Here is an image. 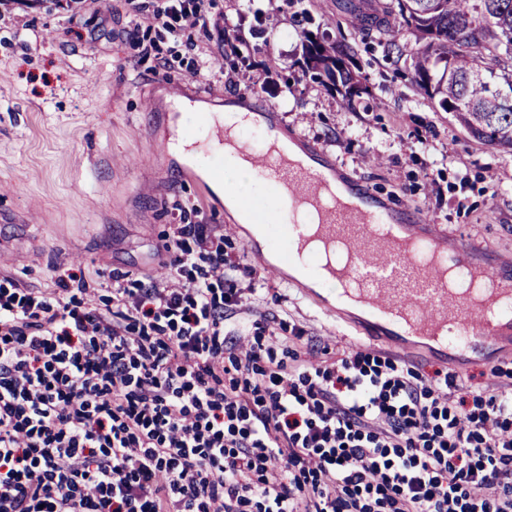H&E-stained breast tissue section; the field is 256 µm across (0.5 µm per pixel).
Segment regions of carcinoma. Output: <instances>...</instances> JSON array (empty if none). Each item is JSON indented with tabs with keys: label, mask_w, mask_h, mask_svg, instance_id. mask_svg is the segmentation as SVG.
<instances>
[{
	"label": "carcinoma",
	"mask_w": 512,
	"mask_h": 512,
	"mask_svg": "<svg viewBox=\"0 0 512 512\" xmlns=\"http://www.w3.org/2000/svg\"><path fill=\"white\" fill-rule=\"evenodd\" d=\"M386 24L375 33L389 55L406 52L410 33L423 45L411 53L413 81L421 94L438 99L476 139L512 151V71L481 66L474 50L486 47L496 61H512V0H389ZM302 74L330 88L351 105L362 93L346 44L298 33Z\"/></svg>",
	"instance_id": "cac0c4a2"
}]
</instances>
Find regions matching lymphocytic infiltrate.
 <instances>
[{"instance_id": "obj_1", "label": "lymphocytic infiltrate", "mask_w": 512, "mask_h": 512, "mask_svg": "<svg viewBox=\"0 0 512 512\" xmlns=\"http://www.w3.org/2000/svg\"><path fill=\"white\" fill-rule=\"evenodd\" d=\"M179 39L208 0H126ZM165 279L0 276V512H512L497 387L236 320L256 269L175 225Z\"/></svg>"}]
</instances>
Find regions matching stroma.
Segmentation results:
<instances>
[{
    "instance_id": "35a3bbf8",
    "label": "stroma",
    "mask_w": 512,
    "mask_h": 512,
    "mask_svg": "<svg viewBox=\"0 0 512 512\" xmlns=\"http://www.w3.org/2000/svg\"><path fill=\"white\" fill-rule=\"evenodd\" d=\"M258 2L264 32L254 37L241 0H212L211 17L230 19L249 45L201 73L194 60L212 39L190 30L176 43L158 40L123 0H112L91 40L76 35L85 16L59 13L51 0L0 5V273L46 288L81 271L104 290L113 270L164 273L173 224L229 221L223 199L202 197L186 165L149 158L171 127V84L218 105L258 99L281 132L317 145L377 196L469 242L512 250V153L473 138L423 97L409 57L386 55L351 26L355 0ZM302 29L354 47L364 93L353 107L303 76ZM153 40L161 56L144 54ZM149 96L152 113L143 110ZM255 306L285 328L353 345L293 285L266 279Z\"/></svg>"
}]
</instances>
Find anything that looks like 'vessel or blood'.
Wrapping results in <instances>:
<instances>
[{"mask_svg": "<svg viewBox=\"0 0 512 512\" xmlns=\"http://www.w3.org/2000/svg\"><path fill=\"white\" fill-rule=\"evenodd\" d=\"M262 151L244 139H230L223 125L210 129L211 141L233 145L238 158L258 172L265 193L260 201H245L243 211L260 223L263 241L249 239L251 251L266 249V267L283 275L293 260H300L306 275H319L322 283L355 280L356 301L362 314H350L338 300L312 291L327 318L346 319L358 341L381 344L417 360L442 354L454 372H461L477 356L487 359L512 356V312H504L499 284L512 285V265L493 260L492 250L479 249L461 238H448L419 212L376 200L364 183L352 186L349 197L334 199L324 183L330 160L313 168L288 157L273 140ZM304 213L322 241L340 244L345 258L325 265L322 256L300 248L301 233L294 216ZM401 225L398 237L374 233L380 217ZM457 266L469 278L486 282L478 302L449 290L445 265ZM455 328L448 339L447 328Z\"/></svg>", "mask_w": 512, "mask_h": 512, "instance_id": "1", "label": "vessel or blood"}]
</instances>
